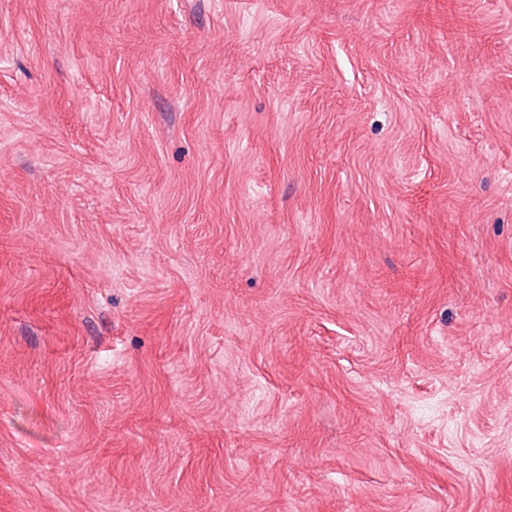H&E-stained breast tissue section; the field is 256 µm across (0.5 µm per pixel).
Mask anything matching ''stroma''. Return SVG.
<instances>
[{"instance_id": "obj_1", "label": "stroma", "mask_w": 512, "mask_h": 512, "mask_svg": "<svg viewBox=\"0 0 512 512\" xmlns=\"http://www.w3.org/2000/svg\"><path fill=\"white\" fill-rule=\"evenodd\" d=\"M0 512H512V0H0Z\"/></svg>"}]
</instances>
